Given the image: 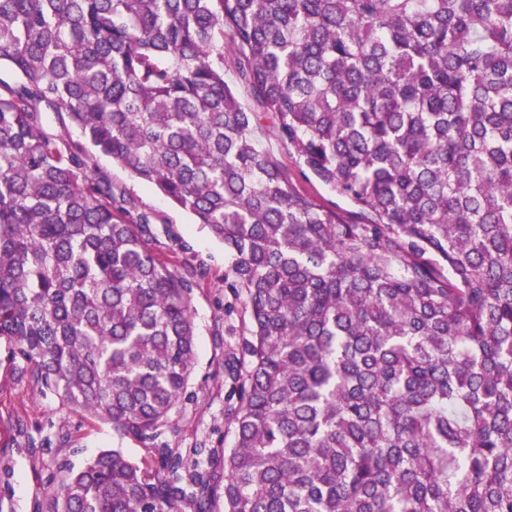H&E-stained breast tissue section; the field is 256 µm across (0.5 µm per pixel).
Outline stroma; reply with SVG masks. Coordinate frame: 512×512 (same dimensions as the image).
Wrapping results in <instances>:
<instances>
[{
    "label": "stroma",
    "mask_w": 512,
    "mask_h": 512,
    "mask_svg": "<svg viewBox=\"0 0 512 512\" xmlns=\"http://www.w3.org/2000/svg\"><path fill=\"white\" fill-rule=\"evenodd\" d=\"M94 174L133 198L138 211L149 217L153 235L148 244L159 258L177 268L193 265L207 271L191 301L195 371L161 442L185 455L200 446L223 452L233 444V429L224 418V359L228 351H240L248 338L242 308L224 283L230 258L223 244L188 213L109 159L98 157ZM115 447L136 460L154 453L140 442L115 439L111 425L83 418L43 394L21 376L0 343V512H37L63 465H82Z\"/></svg>",
    "instance_id": "obj_1"
}]
</instances>
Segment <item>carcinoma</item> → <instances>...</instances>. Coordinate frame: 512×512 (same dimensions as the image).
I'll use <instances>...</instances> for the list:
<instances>
[{"mask_svg":"<svg viewBox=\"0 0 512 512\" xmlns=\"http://www.w3.org/2000/svg\"><path fill=\"white\" fill-rule=\"evenodd\" d=\"M2 65L22 376L145 443L193 375L204 271L151 251L98 153L232 257L223 512H512V0H0ZM263 130L353 209L300 192ZM156 452L64 468L40 512H216L215 452ZM44 132L60 143L77 142L79 134L67 122L65 114L47 112L43 116Z\"/></svg>","mask_w":512,"mask_h":512,"instance_id":"carcinoma-1","label":"carcinoma"}]
</instances>
